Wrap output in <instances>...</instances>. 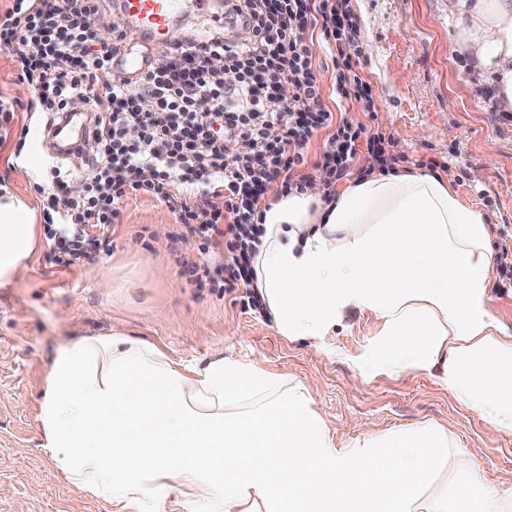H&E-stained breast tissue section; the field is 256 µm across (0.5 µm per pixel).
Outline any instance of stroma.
<instances>
[{"label":"stroma","instance_id":"1","mask_svg":"<svg viewBox=\"0 0 512 512\" xmlns=\"http://www.w3.org/2000/svg\"><path fill=\"white\" fill-rule=\"evenodd\" d=\"M361 30L358 74L367 81L376 123L405 155L411 172L421 156L445 162L460 196L483 208L493 242L512 233V117L494 111L491 94L466 71L450 42L455 26L445 0H351ZM325 102L336 115L367 122L358 107L333 92L330 52L315 41ZM8 51L0 49V95L25 105L26 136L0 143V186L35 197L36 185L56 177L90 180L88 166L49 152L44 133L53 115L30 110L31 95ZM480 170L474 181L472 170ZM41 244L14 283L0 287V512H111L108 502L86 498L62 480L45 453L39 422L47 375L57 353L78 338L114 332L155 345L174 360H206L217 354L252 359L262 367L309 385L331 416L338 437H353L361 420L390 430L423 423L447 428L460 448L448 461V477L478 472L486 482L512 486V433L489 434L482 420L432 378L382 375L356 382L352 357L374 330L366 311L348 313L328 341L326 354L313 342L280 336L270 317L245 309L237 294L217 296L191 282L179 259L212 263L198 237L179 229L163 203L141 195L119 206L97 259L67 269L47 260ZM169 269L167 278L157 268ZM109 271L112 285L100 287Z\"/></svg>","mask_w":512,"mask_h":512}]
</instances>
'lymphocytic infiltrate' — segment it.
I'll return each instance as SVG.
<instances>
[{
	"label": "lymphocytic infiltrate",
	"instance_id": "obj_1",
	"mask_svg": "<svg viewBox=\"0 0 512 512\" xmlns=\"http://www.w3.org/2000/svg\"><path fill=\"white\" fill-rule=\"evenodd\" d=\"M224 16L250 28L252 40L235 42L219 28L202 46L166 43L140 81L101 86L99 74L111 72L113 58L136 39L129 29L109 42L95 38L108 22L105 0H7L0 8V48L11 54L19 80L37 91V106L59 115L81 100L92 110V181L77 196L58 183L43 204L52 264L93 261L119 203L146 194L177 213L202 253H223L219 269L200 267L217 295L241 291L244 306L258 310L254 257L271 184L285 194L303 189L308 179L300 170L310 165L333 187L348 178L362 148L380 174L395 173L385 134L336 118L322 98L316 34L331 52L336 95L367 116L376 112L371 86L356 72L360 33L349 0H226ZM215 56L223 57V70L211 69ZM285 83L294 87L287 98L279 93ZM203 99L205 112L197 108ZM321 130L326 139L312 163L306 148ZM229 142L236 145L231 154ZM146 165L153 170L147 182L140 177ZM180 185L191 194L177 193Z\"/></svg>",
	"mask_w": 512,
	"mask_h": 512
}]
</instances>
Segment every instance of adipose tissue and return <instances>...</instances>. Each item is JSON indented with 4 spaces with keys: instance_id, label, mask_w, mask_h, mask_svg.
<instances>
[{
    "instance_id": "1",
    "label": "adipose tissue",
    "mask_w": 512,
    "mask_h": 512,
    "mask_svg": "<svg viewBox=\"0 0 512 512\" xmlns=\"http://www.w3.org/2000/svg\"><path fill=\"white\" fill-rule=\"evenodd\" d=\"M453 47L512 112V0H448ZM254 286L278 333L324 339L353 310L375 319L353 358L361 380L422 374L484 422L512 432V329L492 312L485 213L447 177L320 182L268 201ZM31 201L0 193V286L37 249ZM43 448L63 478L116 512H512V495L471 474L441 485L455 445L434 424H360L337 440L301 381L233 355L176 361L114 333L55 358L40 407Z\"/></svg>"
}]
</instances>
